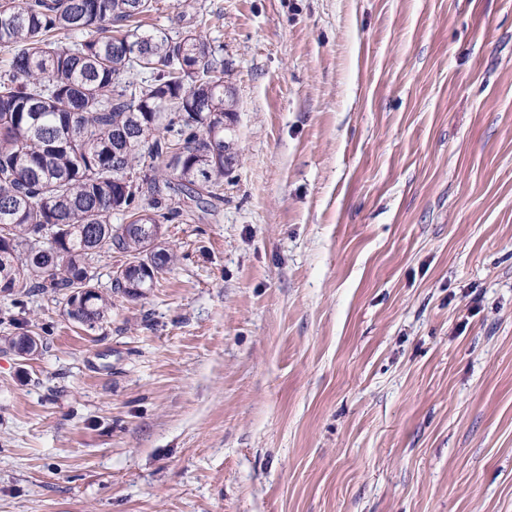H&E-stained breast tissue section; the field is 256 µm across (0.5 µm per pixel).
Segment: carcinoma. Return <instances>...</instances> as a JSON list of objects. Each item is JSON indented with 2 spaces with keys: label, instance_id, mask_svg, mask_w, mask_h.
<instances>
[{
  "label": "carcinoma",
  "instance_id": "carcinoma-1",
  "mask_svg": "<svg viewBox=\"0 0 512 512\" xmlns=\"http://www.w3.org/2000/svg\"><path fill=\"white\" fill-rule=\"evenodd\" d=\"M157 10L159 0H0V283L10 296H63L90 329L112 293L154 288L176 261L165 225L180 211L164 192L219 200L231 164L221 48L141 30ZM120 212L124 226L111 222ZM113 250L130 257L127 287L96 291L95 259Z\"/></svg>",
  "mask_w": 512,
  "mask_h": 512
}]
</instances>
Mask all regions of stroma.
I'll return each instance as SVG.
<instances>
[{
	"label": "stroma",
	"instance_id": "35a3bbf8",
	"mask_svg": "<svg viewBox=\"0 0 512 512\" xmlns=\"http://www.w3.org/2000/svg\"><path fill=\"white\" fill-rule=\"evenodd\" d=\"M236 163L95 328L0 295V512H512V0H164Z\"/></svg>",
	"mask_w": 512,
	"mask_h": 512
}]
</instances>
